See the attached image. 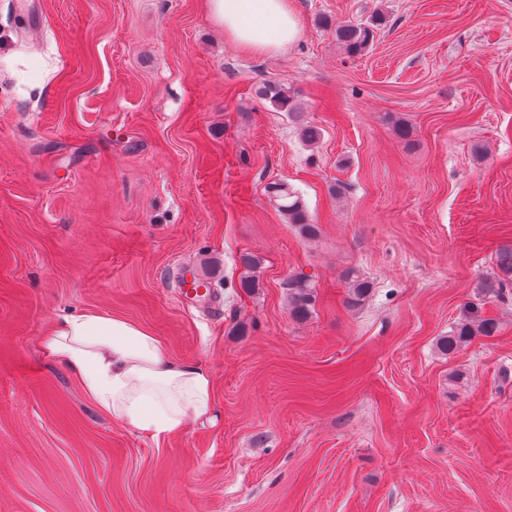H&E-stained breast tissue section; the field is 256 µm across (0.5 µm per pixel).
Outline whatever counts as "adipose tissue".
Returning a JSON list of instances; mask_svg holds the SVG:
<instances>
[{"instance_id":"ef3b65f1","label":"adipose tissue","mask_w":512,"mask_h":512,"mask_svg":"<svg viewBox=\"0 0 512 512\" xmlns=\"http://www.w3.org/2000/svg\"><path fill=\"white\" fill-rule=\"evenodd\" d=\"M207 6L214 23L245 51L277 53L298 38L288 0H207ZM41 342L99 411L154 441L214 413L210 373L172 360L160 339L135 322L86 311L50 324Z\"/></svg>"}]
</instances>
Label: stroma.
Masks as SVG:
<instances>
[{
    "label": "stroma",
    "mask_w": 512,
    "mask_h": 512,
    "mask_svg": "<svg viewBox=\"0 0 512 512\" xmlns=\"http://www.w3.org/2000/svg\"><path fill=\"white\" fill-rule=\"evenodd\" d=\"M206 2L0 0V512H512V296L484 306L497 335L436 347L512 246V0H289L300 36L275 54ZM375 14L347 54L336 23ZM191 264L212 310L181 298ZM89 310L206 368L213 421L158 444L101 413L40 346ZM257 92L270 103L273 109L279 112H288L297 121H300V111L295 93L287 84L276 80H267L258 86ZM266 191L278 204L280 212L306 237L317 234L318 226L311 224L302 197L288 183L276 181L267 184ZM345 279L349 285L346 303L350 307L360 306L370 292L369 282L362 278L354 269L346 271ZM288 297L291 315L299 321L307 319L314 308L317 292L310 276L306 274L289 275L283 282Z\"/></svg>",
    "instance_id": "35a3bbf8"
}]
</instances>
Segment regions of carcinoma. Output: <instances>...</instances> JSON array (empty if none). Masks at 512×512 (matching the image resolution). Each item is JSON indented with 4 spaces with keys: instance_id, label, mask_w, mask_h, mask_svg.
<instances>
[{
    "instance_id": "obj_1",
    "label": "carcinoma",
    "mask_w": 512,
    "mask_h": 512,
    "mask_svg": "<svg viewBox=\"0 0 512 512\" xmlns=\"http://www.w3.org/2000/svg\"><path fill=\"white\" fill-rule=\"evenodd\" d=\"M373 33L374 30L365 23H336V40L353 56L364 53L370 47ZM258 94L269 102L273 109L300 118L295 93L287 84L267 80L258 86ZM266 191L277 202L288 223L298 228L302 235L313 237L317 234L318 226L310 222L302 197L288 183L271 182L267 184ZM494 262L495 274L479 284V302L467 305L463 319L448 332V335L438 339L437 348L442 354H453L466 347L473 338L494 336L499 331L498 320L486 315L484 301L504 298L512 292V247L499 249ZM345 279L349 285L346 303L350 307L360 306L370 292V283L354 269L346 271ZM283 288L286 290L291 315L299 321L307 319L317 297L316 286L310 276L303 273L290 275L283 282Z\"/></svg>"
}]
</instances>
